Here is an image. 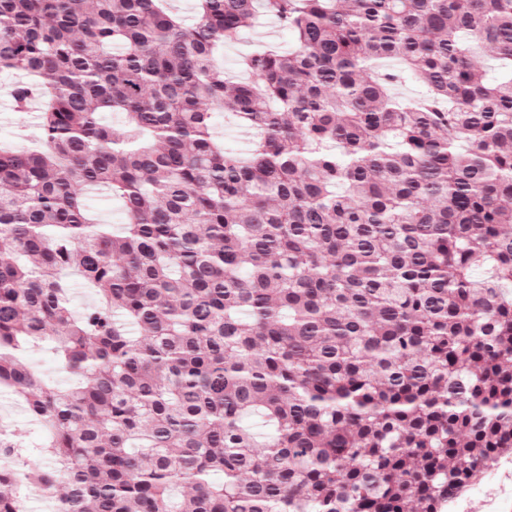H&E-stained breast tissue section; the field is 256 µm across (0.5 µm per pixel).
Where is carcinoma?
I'll return each instance as SVG.
<instances>
[{
    "mask_svg": "<svg viewBox=\"0 0 512 512\" xmlns=\"http://www.w3.org/2000/svg\"><path fill=\"white\" fill-rule=\"evenodd\" d=\"M165 2L0 0L42 105L0 151V387L54 458L28 479L68 512H441L512 454V0ZM260 7L294 43L233 81ZM44 338L71 385L25 361ZM215 133L226 145L236 149H245L250 140V134L247 131L235 126L228 120L224 121L223 115L216 119ZM243 133H248L249 136L245 137ZM86 205L101 224H112L119 230L123 224L121 203L102 190H90L86 194ZM70 301L76 312H81L95 303L93 290L79 278H73L70 289Z\"/></svg>",
    "mask_w": 512,
    "mask_h": 512,
    "instance_id": "carcinoma-1",
    "label": "carcinoma"
}]
</instances>
